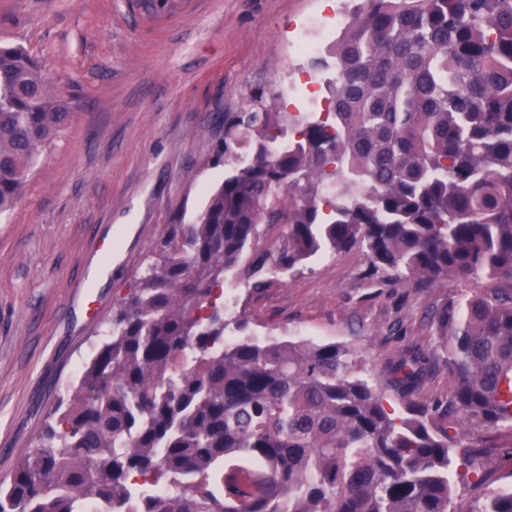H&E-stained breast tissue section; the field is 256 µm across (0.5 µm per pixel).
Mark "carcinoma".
Masks as SVG:
<instances>
[{"label":"carcinoma","mask_w":512,"mask_h":512,"mask_svg":"<svg viewBox=\"0 0 512 512\" xmlns=\"http://www.w3.org/2000/svg\"><path fill=\"white\" fill-rule=\"evenodd\" d=\"M311 65L323 113L259 94L224 119L223 180L127 288L65 407L0 483V512H512L468 509L469 424L512 428V0H362ZM71 98L0 47V212L67 128ZM286 225L250 255L262 225ZM359 250L408 285L502 282L434 312L445 357L390 364L387 396L343 344L230 338L224 284L253 290ZM438 371L448 397L412 395Z\"/></svg>","instance_id":"1"}]
</instances>
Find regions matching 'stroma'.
I'll return each instance as SVG.
<instances>
[{
    "label": "stroma",
    "mask_w": 512,
    "mask_h": 512,
    "mask_svg": "<svg viewBox=\"0 0 512 512\" xmlns=\"http://www.w3.org/2000/svg\"><path fill=\"white\" fill-rule=\"evenodd\" d=\"M345 0H0V46L37 55L72 121L41 154L24 195L0 213V482L76 380L113 305L166 237L224 177L212 157L224 115L287 89L282 111L319 112L328 92L298 46L335 38ZM111 244L109 261L99 260ZM360 251L324 255L293 277L241 291L247 335L336 342L376 368L437 342L432 313L455 282L401 286L366 274ZM477 475L507 485L512 428L470 427Z\"/></svg>",
    "instance_id": "obj_1"
}]
</instances>
